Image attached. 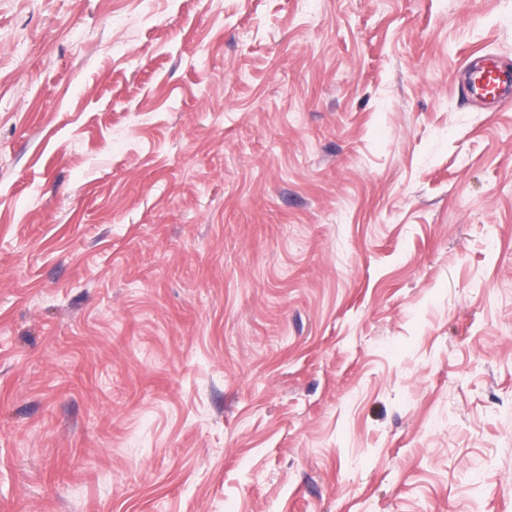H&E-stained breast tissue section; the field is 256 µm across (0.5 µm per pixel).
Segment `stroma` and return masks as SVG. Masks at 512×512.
<instances>
[{"instance_id": "stroma-1", "label": "stroma", "mask_w": 512, "mask_h": 512, "mask_svg": "<svg viewBox=\"0 0 512 512\" xmlns=\"http://www.w3.org/2000/svg\"><path fill=\"white\" fill-rule=\"evenodd\" d=\"M512 0H0V512H512ZM469 95L496 111L512 102V67L493 54L474 58L463 74Z\"/></svg>"}]
</instances>
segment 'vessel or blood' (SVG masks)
I'll return each instance as SVG.
<instances>
[{
  "label": "vessel or blood",
  "mask_w": 512,
  "mask_h": 512,
  "mask_svg": "<svg viewBox=\"0 0 512 512\" xmlns=\"http://www.w3.org/2000/svg\"><path fill=\"white\" fill-rule=\"evenodd\" d=\"M462 83L473 99L490 110L512 103V67L486 54L474 58L463 74Z\"/></svg>",
  "instance_id": "obj_1"
}]
</instances>
